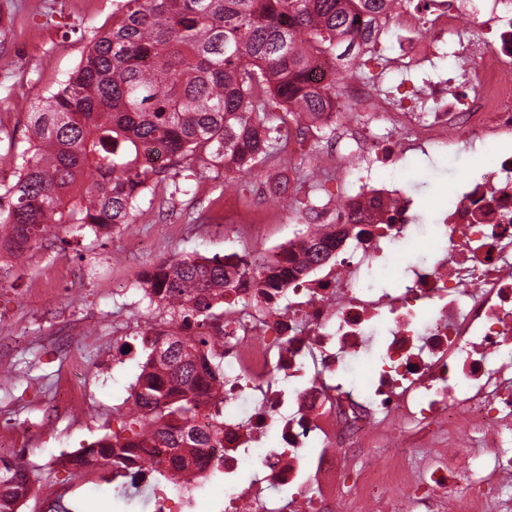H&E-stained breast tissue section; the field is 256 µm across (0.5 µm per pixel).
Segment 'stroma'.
<instances>
[{"instance_id": "35a3bbf8", "label": "stroma", "mask_w": 512, "mask_h": 512, "mask_svg": "<svg viewBox=\"0 0 512 512\" xmlns=\"http://www.w3.org/2000/svg\"><path fill=\"white\" fill-rule=\"evenodd\" d=\"M117 4L0 0V183L15 178L9 155L28 146L29 105L77 68L95 31L111 24ZM501 149L463 142L450 157L410 151L377 175L400 188L413 211L433 219L448 210L455 183ZM335 152L360 168L351 147L328 127L309 134L292 161L272 160L289 179L291 210L284 223L268 228V245L297 230L312 231L301 214L335 205L345 193L322 167ZM161 180L162 190L142 200L130 231L59 235L0 279V441L28 451L33 490L22 512H122L117 489L123 477L107 466L65 469L60 462L122 431L130 386L146 358L142 334L151 323L173 325L170 312L150 305L141 290L144 272L178 254L245 250L252 259L262 257L238 235L225 234L214 205L228 195L251 198L265 180L195 159ZM65 384L80 399L59 410L55 393Z\"/></svg>"}]
</instances>
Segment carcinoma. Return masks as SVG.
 I'll return each instance as SVG.
<instances>
[{
	"label": "carcinoma",
	"mask_w": 512,
	"mask_h": 512,
	"mask_svg": "<svg viewBox=\"0 0 512 512\" xmlns=\"http://www.w3.org/2000/svg\"><path fill=\"white\" fill-rule=\"evenodd\" d=\"M397 0H123L100 27L77 69L28 112L29 147L13 155L17 179L0 186V257L18 261L49 233L109 236L133 223L158 168L143 161L147 144L167 162L206 153L224 171L261 172L285 155L282 129L315 117L336 98L317 86V61L336 67L355 40L372 39L375 23ZM306 260L326 263L337 237L304 235ZM301 269L245 261L232 271L214 256L164 258L143 276L149 304L181 321L176 333L142 337L148 351L130 394L123 434L105 436L69 457L78 467L109 464L132 478L154 454L166 455L167 480L224 467L209 450L224 444V354L211 337L186 333L224 317V291L281 281ZM211 406L215 426H197ZM0 470V512H20L30 494L22 457Z\"/></svg>",
	"instance_id": "1"
}]
</instances>
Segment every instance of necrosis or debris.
I'll return each instance as SVG.
<instances>
[{"instance_id":"obj_1","label":"necrosis or debris","mask_w":512,"mask_h":512,"mask_svg":"<svg viewBox=\"0 0 512 512\" xmlns=\"http://www.w3.org/2000/svg\"><path fill=\"white\" fill-rule=\"evenodd\" d=\"M494 7V36L459 46L456 90L430 84L406 108L350 81L325 113L365 167L354 195L314 217L341 235L326 274L224 297V401L246 407L224 422V496L209 512H485L512 480V151L456 183L430 261L399 287L366 283L416 239L415 216L375 165L406 149L512 139V0ZM463 15L461 0L402 10L399 26L426 37L394 66L424 68ZM377 124L388 137H374ZM272 213L258 198L229 204L224 220L260 244ZM362 359L371 369L356 383L349 365ZM412 451L422 459L410 469Z\"/></svg>"}]
</instances>
